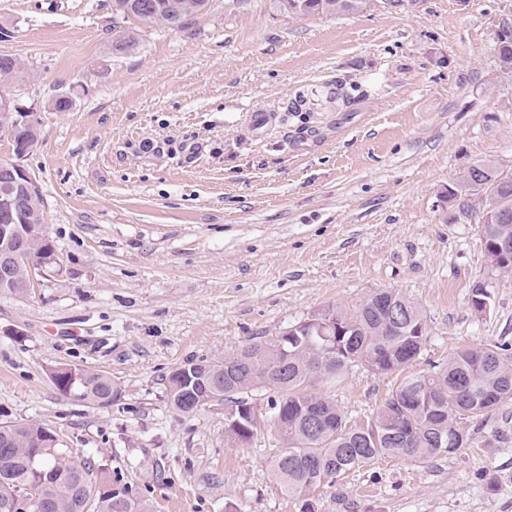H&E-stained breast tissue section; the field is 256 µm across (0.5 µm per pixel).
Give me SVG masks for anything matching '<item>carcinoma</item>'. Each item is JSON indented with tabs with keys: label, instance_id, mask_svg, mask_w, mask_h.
Listing matches in <instances>:
<instances>
[{
	"label": "carcinoma",
	"instance_id": "obj_1",
	"mask_svg": "<svg viewBox=\"0 0 512 512\" xmlns=\"http://www.w3.org/2000/svg\"><path fill=\"white\" fill-rule=\"evenodd\" d=\"M363 0H282L293 14H338L355 11ZM211 0H112V14L129 21H147L163 28H183L188 20L206 13ZM138 46L137 33L112 36V54L128 55ZM501 70L512 73V41H500ZM27 70L20 60L0 56V88H15ZM0 138L11 148L29 152L39 141L40 129L0 118ZM464 190L475 192L480 210L497 213L494 224L481 226L491 239L512 240V175L501 173L495 162L482 160L463 175ZM26 217L25 250L29 259L47 262L53 251L44 237L45 202L20 198ZM404 308V321L386 317L384 304ZM345 331L335 336L334 348L308 340L299 332L255 341L226 355L221 361L201 360L172 371L167 378L171 406L192 413L206 398L238 407L259 387L276 393L270 401L279 416L278 430L284 449L272 460L270 475L283 493L302 501V512H315L313 492L327 479H335L379 458H405L427 462L451 455L458 444L472 441L465 419L486 417L512 401V353L506 345L463 348L448 365L426 375L403 379L392 391L374 421L347 425L335 403L315 392L323 379L340 378L365 364L378 373L399 370L421 351L426 331L421 308L393 290H380L350 309L330 308ZM51 379L62 391L99 406L110 405L121 389L107 374L57 366ZM45 427L37 422L0 425V469L11 485H0V512H10L15 488L28 489L48 506L47 512H151L147 500L129 496L112 479L94 473L89 463L73 465L55 448L43 446Z\"/></svg>",
	"mask_w": 512,
	"mask_h": 512
}]
</instances>
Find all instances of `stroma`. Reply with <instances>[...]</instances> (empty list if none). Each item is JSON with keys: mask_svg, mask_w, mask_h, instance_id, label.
<instances>
[{"mask_svg": "<svg viewBox=\"0 0 512 512\" xmlns=\"http://www.w3.org/2000/svg\"><path fill=\"white\" fill-rule=\"evenodd\" d=\"M117 23L110 0H0V55L25 63L40 120L23 163L54 254L30 296L0 294V423L52 429L68 461L152 512H300L270 476L283 448L271 388L252 394V443L232 446L227 403L178 412L166 379L382 289L421 307L425 340L404 369L318 385L349 424L462 348L512 346V274L493 271L477 217L448 197L477 161L512 173L498 64L512 0H365L336 16L213 0L183 29L129 21L139 44L120 57ZM63 90L72 109L49 111ZM255 112L272 115L267 133ZM57 365L122 394H63ZM314 499L317 512H512V402L455 454L384 458ZM51 379L60 390L99 406L110 405L121 395L112 377L94 370L61 365L52 369Z\"/></svg>", "mask_w": 512, "mask_h": 512, "instance_id": "obj_1", "label": "stroma"}]
</instances>
